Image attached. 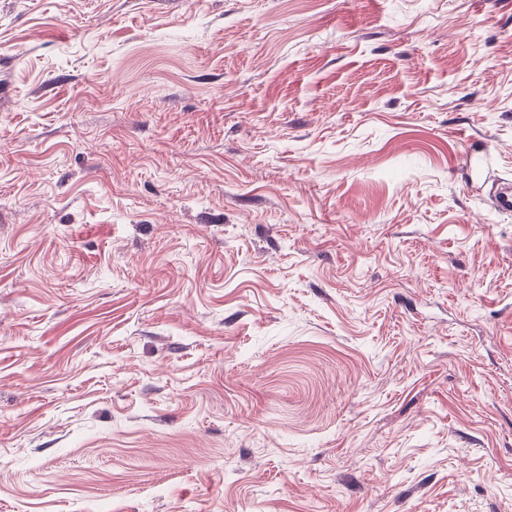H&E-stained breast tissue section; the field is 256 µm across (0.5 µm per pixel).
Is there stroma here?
<instances>
[{
	"mask_svg": "<svg viewBox=\"0 0 512 512\" xmlns=\"http://www.w3.org/2000/svg\"><path fill=\"white\" fill-rule=\"evenodd\" d=\"M512 0H0V512H512ZM476 172L480 173V176L484 181H492L496 183V191L493 195L492 204L496 212L500 214H512V185L509 182H498L494 170L490 166V163L485 161L481 162V165L476 166Z\"/></svg>",
	"mask_w": 512,
	"mask_h": 512,
	"instance_id": "35a3bbf8",
	"label": "stroma"
}]
</instances>
